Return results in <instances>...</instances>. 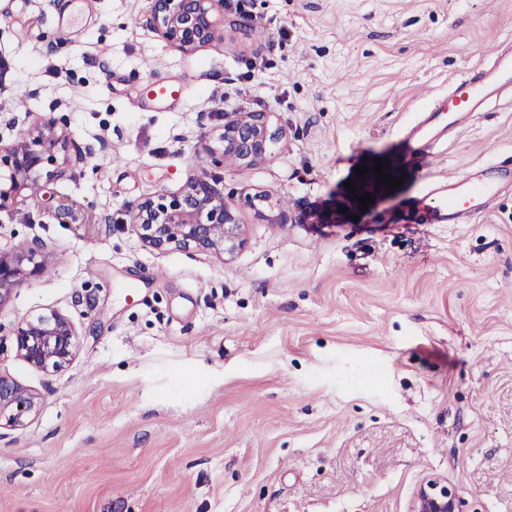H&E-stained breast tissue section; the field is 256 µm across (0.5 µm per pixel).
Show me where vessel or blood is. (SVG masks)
Returning a JSON list of instances; mask_svg holds the SVG:
<instances>
[{
  "mask_svg": "<svg viewBox=\"0 0 512 512\" xmlns=\"http://www.w3.org/2000/svg\"><path fill=\"white\" fill-rule=\"evenodd\" d=\"M489 65L464 73L448 90L439 107H427L423 118L406 132L407 140L432 160L434 146L445 135L466 129L478 113L499 103L512 93V50L494 47ZM446 112L447 125H439L438 112ZM512 188V160L477 164L448 181L436 183L432 190L436 204L432 216L439 224H463L485 212L494 199Z\"/></svg>",
  "mask_w": 512,
  "mask_h": 512,
  "instance_id": "1",
  "label": "vessel or blood"
}]
</instances>
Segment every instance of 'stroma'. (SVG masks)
Masks as SVG:
<instances>
[{
    "label": "stroma",
    "instance_id": "35a3bbf8",
    "mask_svg": "<svg viewBox=\"0 0 512 512\" xmlns=\"http://www.w3.org/2000/svg\"><path fill=\"white\" fill-rule=\"evenodd\" d=\"M63 7L0 0V114L69 113L77 144L41 207L0 213V248L53 258L0 304V371L39 397L0 427V512H408L430 476L461 512H512V191L422 218L428 179L512 160V107L432 171L401 134L512 43V0H224L223 40L190 54L150 0ZM154 80L181 97L133 103ZM228 112L283 135L211 170ZM375 158L400 188L358 176ZM206 170L245 247L143 246L130 205ZM53 310L78 333L58 372L6 334Z\"/></svg>",
    "mask_w": 512,
    "mask_h": 512
}]
</instances>
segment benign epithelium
Here are the masks:
<instances>
[{"mask_svg": "<svg viewBox=\"0 0 512 512\" xmlns=\"http://www.w3.org/2000/svg\"><path fill=\"white\" fill-rule=\"evenodd\" d=\"M150 24L170 47L189 53L223 38L224 0H151ZM270 112L224 114L220 140L223 149H205L212 165L231 161L253 166L263 159L270 143L282 134L272 130ZM69 116L61 113L31 123L8 144L0 137V212L37 200L39 179H54L64 170H48L56 154L67 151ZM131 224L143 244L159 252L172 249L231 255L246 244L245 225L224 201L222 180L210 175L191 178L176 194L160 193L131 207ZM0 250V304L25 280L41 275L47 259L35 260L34 248ZM21 358L30 365L59 371L76 354L77 331L63 314L53 311L25 318L9 331ZM38 404V396L7 374L0 373V418L18 425ZM460 498L448 480L429 477L416 488L409 512H459Z\"/></svg>", "mask_w": 512, "mask_h": 512, "instance_id": "benign-epithelium-1", "label": "benign epithelium"}]
</instances>
